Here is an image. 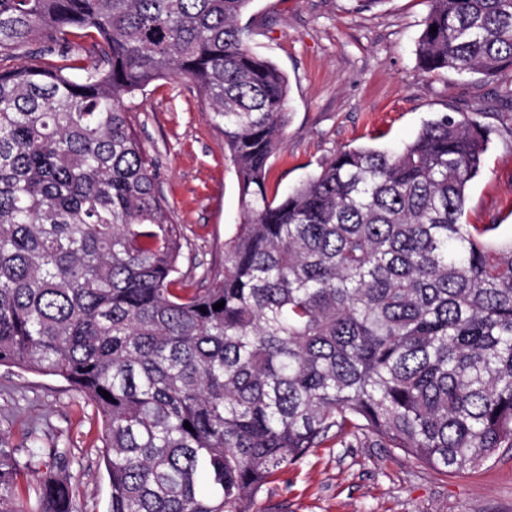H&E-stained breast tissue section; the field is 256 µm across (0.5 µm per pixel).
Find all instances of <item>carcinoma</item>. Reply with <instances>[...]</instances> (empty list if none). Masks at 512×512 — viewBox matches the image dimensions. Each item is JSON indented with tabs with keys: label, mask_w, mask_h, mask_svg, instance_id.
Here are the masks:
<instances>
[{
	"label": "carcinoma",
	"mask_w": 512,
	"mask_h": 512,
	"mask_svg": "<svg viewBox=\"0 0 512 512\" xmlns=\"http://www.w3.org/2000/svg\"><path fill=\"white\" fill-rule=\"evenodd\" d=\"M252 2L0 0V366L93 405L108 512H253L332 430L447 473L512 449V239L462 221L489 131L441 112L269 194L288 83L248 46ZM428 4L424 72L512 77V0ZM35 37L56 61H29ZM172 75L224 125L244 201L206 288H174L180 236L125 112ZM43 454L0 440V512H77L51 476L16 506ZM40 469V471L28 472L23 477H21V487L19 489L20 508H27L28 506H32L34 504L36 499V484L42 479V476L45 472L44 467L41 466Z\"/></svg>",
	"instance_id": "cac0c4a2"
}]
</instances>
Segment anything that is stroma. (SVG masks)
<instances>
[{
	"label": "stroma",
	"instance_id": "35a3bbf8",
	"mask_svg": "<svg viewBox=\"0 0 512 512\" xmlns=\"http://www.w3.org/2000/svg\"><path fill=\"white\" fill-rule=\"evenodd\" d=\"M426 0H385L368 11L353 0H253L242 22L249 45L288 80V125L271 158L269 191L283 192L337 150L391 149L439 112H464L492 130L482 172L467 191L464 223L512 234V95L478 74H429L416 58ZM126 109L156 163V187L182 243L177 280L204 288L224 272V241L244 211L224 153V127L185 79L150 83ZM70 453L82 512H107L101 423L63 380L0 367V439ZM255 512H512V452L474 471H441L371 439L328 434L300 463L276 472Z\"/></svg>",
	"mask_w": 512,
	"mask_h": 512
}]
</instances>
